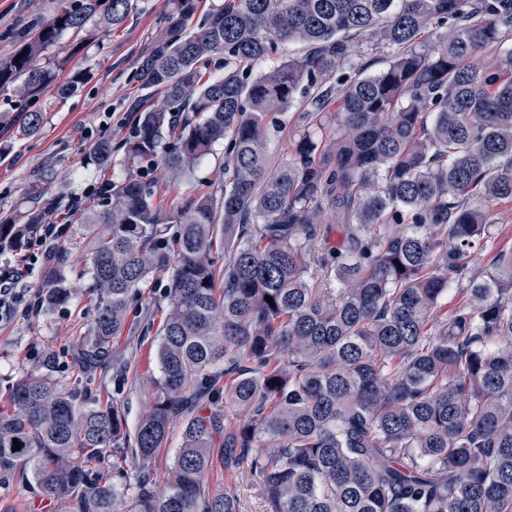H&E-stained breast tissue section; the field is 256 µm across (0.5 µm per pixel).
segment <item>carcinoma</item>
<instances>
[{
  "instance_id": "obj_1",
  "label": "carcinoma",
  "mask_w": 512,
  "mask_h": 512,
  "mask_svg": "<svg viewBox=\"0 0 512 512\" xmlns=\"http://www.w3.org/2000/svg\"><path fill=\"white\" fill-rule=\"evenodd\" d=\"M197 2L166 0L137 74L154 93L118 146L126 176L89 189V209L71 203L89 239L77 277L96 299L83 370L105 364L165 278L164 317L145 325L159 376L136 375L150 396L132 430L115 399L20 379L0 409V483L22 474L64 512H240L209 475L245 465L272 512H512V249L483 275L471 266L512 202V49L475 64L512 36V0H224L194 26ZM133 9L68 0L0 63V91L39 100L47 50ZM432 25L449 32L427 45ZM364 35L394 52L352 77ZM288 41L306 53L253 74ZM298 95L275 164L271 131ZM41 122L25 110L16 134ZM218 144L220 189L189 188L164 215L152 172L185 186ZM93 155L109 164L112 140ZM43 222L0 217V251ZM42 288L48 308L77 294L64 258ZM306 108L305 104H303L302 99H297V101L294 102V104L291 106V108L288 109V111L283 114L280 119L282 122V130L284 132H279L277 134V138L275 140L276 146L274 149V152L276 153V156L280 158L283 153H287L290 143V136L289 131L298 124L299 117L301 112H304V109ZM288 133V136H287Z\"/></svg>"
}]
</instances>
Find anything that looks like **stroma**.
<instances>
[{
    "mask_svg": "<svg viewBox=\"0 0 512 512\" xmlns=\"http://www.w3.org/2000/svg\"><path fill=\"white\" fill-rule=\"evenodd\" d=\"M65 3L0 0V62L14 53L23 32L53 17ZM163 10L164 0H135L133 13L118 29H97L92 42L84 45L68 35L49 49L46 60L55 81L38 103L43 121L36 136H13L24 104L12 92L0 93V131L6 134L0 140V212L19 215L35 205L39 191L56 194L62 204L47 219L67 227L53 251L65 257L68 267L82 269L87 253L79 245L85 227L78 224L67 202L83 196L99 178V167L90 159L98 140L106 136L117 143L128 136L129 107L141 96L137 73L154 45ZM80 69L86 76L77 91L60 94L61 84ZM146 294L151 299L148 313L137 314L118 346L122 359L142 370L156 364L155 347L143 337L142 323L148 317L162 320L166 308L163 283L154 284ZM94 315V299L81 292L68 305L0 324V408H10L13 384L34 371L73 386L78 376L74 359ZM94 378L95 399H118L128 425H136L147 402L144 388L119 380L112 367L98 371ZM210 483L235 494L241 512H270L246 468L217 467Z\"/></svg>",
    "mask_w": 512,
    "mask_h": 512,
    "instance_id": "obj_1",
    "label": "stroma"
}]
</instances>
